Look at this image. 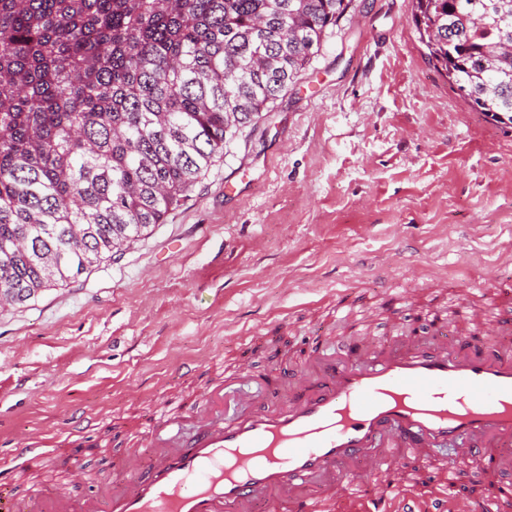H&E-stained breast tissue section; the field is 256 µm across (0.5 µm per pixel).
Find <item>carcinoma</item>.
<instances>
[{"label": "carcinoma", "mask_w": 512, "mask_h": 512, "mask_svg": "<svg viewBox=\"0 0 512 512\" xmlns=\"http://www.w3.org/2000/svg\"><path fill=\"white\" fill-rule=\"evenodd\" d=\"M347 0H0V306L161 224ZM437 71L512 123V0H415Z\"/></svg>", "instance_id": "obj_1"}]
</instances>
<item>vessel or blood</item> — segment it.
Masks as SVG:
<instances>
[{
  "instance_id": "obj_1",
  "label": "vessel or blood",
  "mask_w": 512,
  "mask_h": 512,
  "mask_svg": "<svg viewBox=\"0 0 512 512\" xmlns=\"http://www.w3.org/2000/svg\"><path fill=\"white\" fill-rule=\"evenodd\" d=\"M493 327L512 335V315L489 322L467 289L453 295L451 314L434 313L428 328L382 342L354 332L328 355L323 339L312 342L313 368L289 399L266 392L246 418H212L203 395L187 415L164 412L146 436L192 438L144 465L140 452L121 461L122 488L82 503L44 488L21 497L13 470L0 469V512H500L512 504V351L489 347L474 334ZM11 446L22 465L47 464L30 435ZM448 451L443 476L428 492L398 476L407 457ZM488 475L483 491L459 497L451 473L458 462Z\"/></svg>"
}]
</instances>
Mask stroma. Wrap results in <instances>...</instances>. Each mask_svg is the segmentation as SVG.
<instances>
[{"label": "stroma", "mask_w": 512, "mask_h": 512, "mask_svg": "<svg viewBox=\"0 0 512 512\" xmlns=\"http://www.w3.org/2000/svg\"><path fill=\"white\" fill-rule=\"evenodd\" d=\"M413 0H351L309 68L236 133L181 206L116 257L25 304L0 309V463L28 432L53 467L16 470L26 495L125 474L153 398L172 408L238 378L249 388L306 370L304 345L345 338L330 295L388 339L422 308L471 289L489 320L511 313L481 277L512 283V124L470 109L429 62ZM447 288H432L434 277ZM405 288L398 309L388 288Z\"/></svg>", "instance_id": "stroma-1"}]
</instances>
